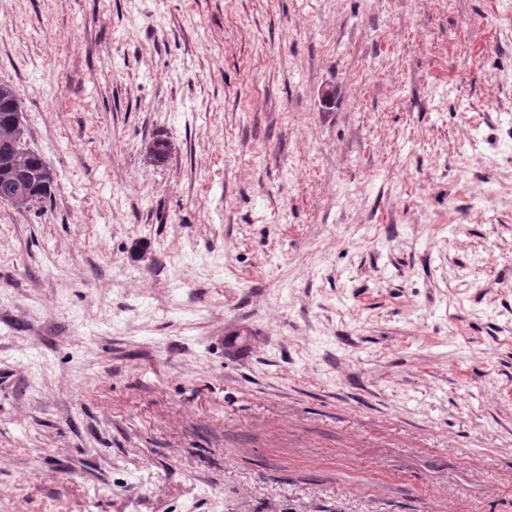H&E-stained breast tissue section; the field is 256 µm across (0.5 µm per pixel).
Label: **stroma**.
<instances>
[{
  "instance_id": "35a3bbf8",
  "label": "stroma",
  "mask_w": 512,
  "mask_h": 512,
  "mask_svg": "<svg viewBox=\"0 0 512 512\" xmlns=\"http://www.w3.org/2000/svg\"><path fill=\"white\" fill-rule=\"evenodd\" d=\"M0 82V512H512V0H0ZM20 104V100L14 88L7 83L0 82V159L2 161V154L6 150L8 154L11 151V146L5 141V128L11 127L12 113L15 112V105ZM25 112L19 105L17 112L14 114L13 129L14 139L16 145L26 148L24 134H25ZM12 160V166L4 170L0 166V193L20 184L26 188L16 187L13 195L1 197L0 202L8 203L15 208H30L39 203L32 194L38 195L41 203L46 199L51 200L54 183L44 173L41 155L35 151L15 149L12 151ZM22 203H25L26 207H20Z\"/></svg>"
}]
</instances>
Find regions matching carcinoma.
Returning <instances> with one entry per match:
<instances>
[{
  "label": "carcinoma",
  "mask_w": 512,
  "mask_h": 512,
  "mask_svg": "<svg viewBox=\"0 0 512 512\" xmlns=\"http://www.w3.org/2000/svg\"><path fill=\"white\" fill-rule=\"evenodd\" d=\"M19 103L14 88L0 82V155L5 151L12 152V165L0 169V193L21 184L38 195L43 202L52 198L54 187L44 173L41 155L35 151L13 150L5 141V129L11 127L12 113L15 112V105Z\"/></svg>",
  "instance_id": "1"
}]
</instances>
